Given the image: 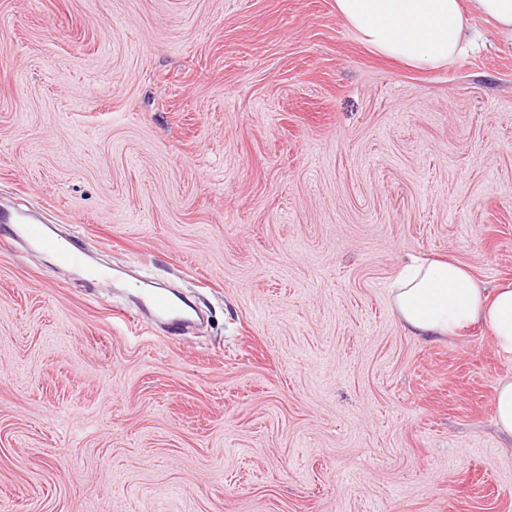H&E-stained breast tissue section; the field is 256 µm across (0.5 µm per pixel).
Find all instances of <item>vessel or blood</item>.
Segmentation results:
<instances>
[{
  "label": "vessel or blood",
  "mask_w": 512,
  "mask_h": 512,
  "mask_svg": "<svg viewBox=\"0 0 512 512\" xmlns=\"http://www.w3.org/2000/svg\"><path fill=\"white\" fill-rule=\"evenodd\" d=\"M0 226L10 235L27 244L33 250L56 254L59 263L81 266L86 254L81 247L62 248L50 234L48 225L34 214L10 207L0 208ZM132 305L121 307L117 316L121 320L138 326L144 319L163 322L171 334H178L194 320V310L181 297L149 283L130 286Z\"/></svg>",
  "instance_id": "vessel-or-blood-1"
}]
</instances>
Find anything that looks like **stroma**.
Returning <instances> with one entry per match:
<instances>
[{
    "label": "stroma",
    "mask_w": 512,
    "mask_h": 512,
    "mask_svg": "<svg viewBox=\"0 0 512 512\" xmlns=\"http://www.w3.org/2000/svg\"><path fill=\"white\" fill-rule=\"evenodd\" d=\"M468 24L420 69L336 0H0V199L209 315L143 333L0 234V512H512V361L391 301L512 281V47ZM495 420L498 427L512 436V378L498 381L495 397Z\"/></svg>",
    "instance_id": "stroma-1"
}]
</instances>
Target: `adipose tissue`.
Masks as SVG:
<instances>
[{
    "instance_id": "adipose-tissue-1",
    "label": "adipose tissue",
    "mask_w": 512,
    "mask_h": 512,
    "mask_svg": "<svg viewBox=\"0 0 512 512\" xmlns=\"http://www.w3.org/2000/svg\"><path fill=\"white\" fill-rule=\"evenodd\" d=\"M336 9L364 45L412 66L447 65L471 46L470 11L512 43V0H336ZM392 296L410 334L450 337L478 325L512 357V281L489 292L457 262L438 261L407 270Z\"/></svg>"
}]
</instances>
